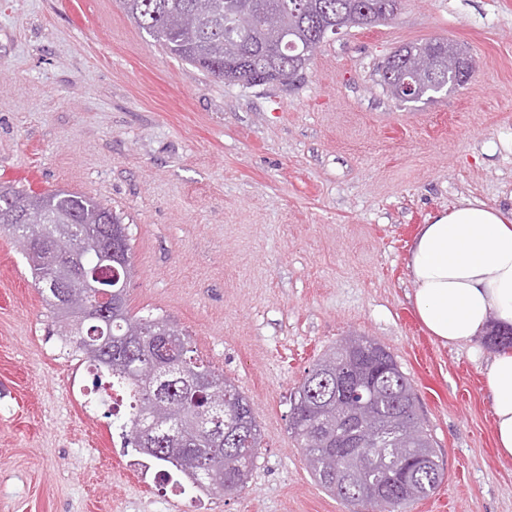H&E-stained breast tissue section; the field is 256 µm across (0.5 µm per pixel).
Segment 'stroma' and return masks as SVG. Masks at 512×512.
I'll return each instance as SVG.
<instances>
[{
	"label": "stroma",
	"instance_id": "stroma-1",
	"mask_svg": "<svg viewBox=\"0 0 512 512\" xmlns=\"http://www.w3.org/2000/svg\"><path fill=\"white\" fill-rule=\"evenodd\" d=\"M0 0V183L81 192L131 234L136 316L186 331L254 407L246 487L173 492L86 412L87 364L63 352L28 266L0 232V512H349L317 485L289 394L342 338L366 336L410 379L443 479L405 512H512L483 339L420 323L407 257L459 200L512 212V0H403L395 20L329 36L289 84L227 85L166 54L117 0ZM445 37L467 83L403 105L376 68Z\"/></svg>",
	"mask_w": 512,
	"mask_h": 512
}]
</instances>
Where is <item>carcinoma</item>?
<instances>
[{
  "label": "carcinoma",
  "mask_w": 512,
  "mask_h": 512,
  "mask_svg": "<svg viewBox=\"0 0 512 512\" xmlns=\"http://www.w3.org/2000/svg\"><path fill=\"white\" fill-rule=\"evenodd\" d=\"M118 2L154 42L182 61L228 85L246 78L256 85H264L278 81L281 76H300L309 62L302 55L304 43L322 34L331 35L334 27L344 30L359 26L365 16L384 13L389 0H304V8L297 11L293 10L292 0H206L208 7L202 12L196 10L197 0ZM410 50L430 55L440 68L448 69V40L438 38L406 44L398 48L397 61L384 63L377 69L380 83L385 88H390L399 78L403 56ZM447 87L446 83L429 79L410 98L394 93L391 97L403 104L418 103L433 99ZM121 223L122 216L83 193L61 190L33 195L0 186L1 231L14 238H26L35 248L53 243L62 249H81V278L102 289H120L125 293L127 282L133 275V262L114 270L97 259L100 240L108 236V226ZM25 259L44 302L56 319L67 317V312L58 307L49 293L46 267L35 257L27 255ZM155 321L165 323L160 318L155 320L131 314L125 296L121 307L112 312L111 322L87 321L82 330L62 342L69 354L81 357L88 366L110 372L114 386L125 391L128 414L121 425L125 431L137 425L150 407L165 424L189 426L198 413L216 404L214 397L221 398V408L214 411V415L218 426L224 429V435H198L190 431L186 437L168 441L165 447L177 445L188 449L190 454L201 448L211 449L212 455L205 458L204 463L224 459L222 477L240 481L238 489H243L260 448L255 412L248 398L224 372L193 355L187 334L171 325L169 331L174 339L161 346L162 351L177 355L184 373L185 382L176 384L170 391L141 379L136 371L110 368L113 346L108 337L123 336L130 327L148 332ZM383 354L389 362L386 368L376 357L361 362L363 370L381 386L376 402L380 433L365 447L368 464L354 482L338 485L334 480L336 469L347 465L345 456L336 451V440L328 437L324 446L312 448L303 433L304 426L316 421L317 401L323 395L324 386L306 375L296 391L290 394L291 412L303 422V426L292 430V434L304 449L312 477L325 490L350 505L353 512H398L409 502L434 491L440 482L436 451L426 430L418 427L412 443L400 438L395 423L396 414L402 407V402L398 401L399 393L413 395L415 389L394 356L386 350ZM414 448L427 457L428 468L408 466ZM153 459L164 467L163 479L169 478V469L173 468L199 491L217 495L213 478L187 469L166 451L153 455ZM400 471L413 492L412 497H406L402 489L379 502L363 500L361 487L378 485L386 473Z\"/></svg>",
  "instance_id": "carcinoma-1"
}]
</instances>
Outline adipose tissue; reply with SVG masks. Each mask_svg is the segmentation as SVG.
<instances>
[{
    "mask_svg": "<svg viewBox=\"0 0 512 512\" xmlns=\"http://www.w3.org/2000/svg\"><path fill=\"white\" fill-rule=\"evenodd\" d=\"M421 323L445 345H466L490 321L512 327V218L479 200L461 201L422 225L408 256ZM500 457L512 459V351L485 368Z\"/></svg>",
    "mask_w": 512,
    "mask_h": 512,
    "instance_id": "ef3b65f1",
    "label": "adipose tissue"
}]
</instances>
